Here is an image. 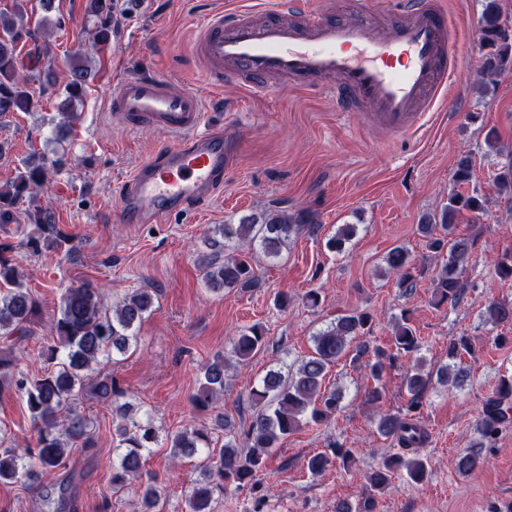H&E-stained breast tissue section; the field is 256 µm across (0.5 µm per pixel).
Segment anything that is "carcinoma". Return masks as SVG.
<instances>
[{
	"mask_svg": "<svg viewBox=\"0 0 512 512\" xmlns=\"http://www.w3.org/2000/svg\"><path fill=\"white\" fill-rule=\"evenodd\" d=\"M24 0H15L11 14L0 12V116L9 112H26L34 100L32 84L52 81L51 62L42 72L23 74L17 48L37 37V30H46L47 18L31 23L24 9ZM88 11L98 19L92 29L91 45L109 41L112 35V16L115 0H89ZM479 40L484 49L481 63L482 84L487 86L504 70L512 69V28L507 26L499 0H485L479 21ZM92 77V66L76 58L69 70L64 98L57 111L61 116L60 130L71 131L74 103L84 94ZM62 165V159H50L32 153L21 163V170L12 181L0 185V214L28 201L30 223L36 232L29 236L26 246L33 252L49 244L59 246L66 238L56 232L50 211L34 204V192L49 183L51 171ZM473 163L470 155L456 161L454 180L466 185L472 180ZM496 184L499 193L512 195V151L498 169ZM487 198L474 190L455 193L440 210L425 215L418 232L427 248L439 254L448 251L446 261L433 279L436 304H456L463 295L462 275L468 264L471 243L455 236V223L464 211L480 213ZM315 223L314 213L301 210L294 214L262 213L242 217L236 224H219L213 229L208 245L224 253V260L209 261L203 276L214 291L249 288L257 277L251 263L252 251L261 252L268 260L280 259L288 243ZM357 233V225L343 224L327 239L329 250L340 253ZM388 272L395 277V286L406 294L416 287V275L411 256L403 246L392 248L385 257ZM153 306V296L138 290L121 302L109 307L99 289L90 285L68 288L63 294L59 314L53 323V344L43 347L41 356L50 365L40 375L28 376L13 357L0 355V391L10 388L25 401L27 411L36 427L34 447L20 452L3 446L0 441V483H20L33 486L47 472L65 466L69 448L92 444L86 418L72 406L80 393L90 392L103 403H112V422L115 423L113 447L119 451L118 462L112 465V492L124 491L132 481L139 482L142 512H158L164 489L157 475L144 470V455L157 441L153 420L146 414L134 417L133 409L120 402L124 392L110 374L92 375L91 365L99 364L112 354L123 355L137 343L138 331ZM40 305L21 280L16 261L0 248V338L14 341L28 332L27 325L39 316ZM484 316L493 324L512 322V304L495 300L485 304ZM372 316L366 311L353 310L317 331L312 336V348L299 364L286 370H270L260 384L251 388L249 400L252 413L246 431L251 441L245 452L231 441L221 446L212 444V431L206 427L185 429L168 438L167 448L173 459L198 457L203 480L197 483L185 499L186 512H212L215 492L227 487L235 490L257 487V476L266 466L270 449L304 424L324 425L341 409L342 391L325 385L328 369L349 356L358 360L365 355V364L374 382L365 394V402L376 407L383 403L382 377L386 368L394 366L400 357L417 354L423 341L411 323V314L403 311L393 325L391 340L385 347H370L366 343L353 346L356 339L370 331ZM265 328L254 324L231 341V355L238 361L250 359L267 346ZM469 336L448 341V362L433 369L420 364L404 373L403 386L408 393L402 413H384L377 420V431L397 443L401 452L384 457L367 476L373 492L382 493L392 478L402 473L411 483L422 482L428 474V461L420 454L427 440L424 428L422 396L432 379L461 388L470 378V370L462 364V356L474 353ZM228 358L215 357L202 367L203 380L193 397L200 411H212L224 393V378ZM512 424V375L500 378L492 396L481 408L477 421L479 441L457 456L456 469L469 475L482 468L481 449L492 445L499 432ZM346 465L354 461L352 449L341 443L329 444V450L317 452L306 460L307 470L318 475L335 460Z\"/></svg>",
	"mask_w": 512,
	"mask_h": 512,
	"instance_id": "1",
	"label": "carcinoma"
}]
</instances>
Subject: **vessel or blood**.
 <instances>
[{"label": "vessel or blood", "mask_w": 512, "mask_h": 512, "mask_svg": "<svg viewBox=\"0 0 512 512\" xmlns=\"http://www.w3.org/2000/svg\"><path fill=\"white\" fill-rule=\"evenodd\" d=\"M400 16L385 25L372 0H354L346 19L310 0H258L250 9L211 12L192 52L212 89L235 81L262 95L278 78L332 96L340 111L364 113L389 135L406 136L446 100L458 59L438 0H401ZM110 110L123 125L159 128L174 139L127 180L123 222L160 223L215 197L235 150L230 133L204 127L196 91L172 89L163 76L145 71L118 84Z\"/></svg>", "instance_id": "vessel-or-blood-1"}]
</instances>
